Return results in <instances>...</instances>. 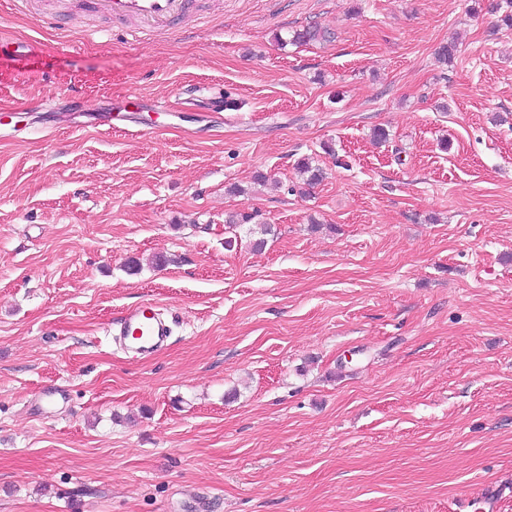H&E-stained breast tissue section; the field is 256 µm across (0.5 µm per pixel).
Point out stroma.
<instances>
[{"label":"stroma","mask_w":512,"mask_h":512,"mask_svg":"<svg viewBox=\"0 0 512 512\" xmlns=\"http://www.w3.org/2000/svg\"><path fill=\"white\" fill-rule=\"evenodd\" d=\"M45 2L0 0V512H512L507 0ZM97 12L114 19L134 18L139 22L137 33L161 35L168 32L188 9L189 0H91ZM116 326L117 336H121L123 345L134 356H149L159 351L171 334L151 302L129 308ZM124 336H134V339L130 337L124 340Z\"/></svg>","instance_id":"stroma-1"}]
</instances>
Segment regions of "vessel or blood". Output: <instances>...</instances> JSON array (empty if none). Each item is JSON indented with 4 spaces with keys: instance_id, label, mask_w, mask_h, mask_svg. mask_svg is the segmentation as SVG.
I'll use <instances>...</instances> for the list:
<instances>
[{
    "instance_id": "vessel-or-blood-1",
    "label": "vessel or blood",
    "mask_w": 512,
    "mask_h": 512,
    "mask_svg": "<svg viewBox=\"0 0 512 512\" xmlns=\"http://www.w3.org/2000/svg\"><path fill=\"white\" fill-rule=\"evenodd\" d=\"M97 12L115 19L133 18L145 35L168 32L188 9V0H92ZM118 336L124 337L125 348L137 356H149L162 349L170 329L153 303L144 302L129 308L117 323Z\"/></svg>"
}]
</instances>
